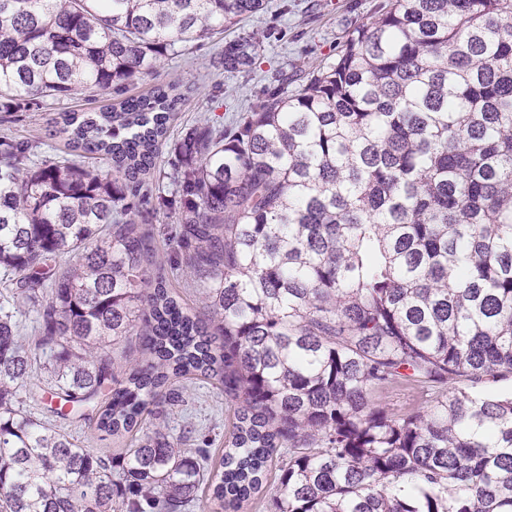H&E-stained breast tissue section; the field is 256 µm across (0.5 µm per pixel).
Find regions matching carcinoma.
<instances>
[{
	"instance_id": "1",
	"label": "carcinoma",
	"mask_w": 512,
	"mask_h": 512,
	"mask_svg": "<svg viewBox=\"0 0 512 512\" xmlns=\"http://www.w3.org/2000/svg\"><path fill=\"white\" fill-rule=\"evenodd\" d=\"M264 2L0 0V99L107 94ZM260 48L224 40V70ZM186 98L169 82L63 112L66 157L0 137L3 512H192L203 484L241 512L272 470L273 512H512V393L487 388L512 379V0H391L294 92L275 77L234 127L188 131L164 171ZM183 267L208 272L206 320L169 288ZM140 322L148 358L120 380L111 346ZM45 369L113 436L183 402L172 381H216L235 416L219 465L160 429L112 460L79 447L24 409ZM384 388L419 402L395 414Z\"/></svg>"
}]
</instances>
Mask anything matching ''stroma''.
<instances>
[{
  "mask_svg": "<svg viewBox=\"0 0 512 512\" xmlns=\"http://www.w3.org/2000/svg\"><path fill=\"white\" fill-rule=\"evenodd\" d=\"M389 0H268L266 11L250 17L243 29L257 33L263 44L248 76L229 74L219 62L218 41L202 40L188 46L178 57L163 56L153 68L125 88L109 96L75 95L52 105L30 106L20 111L0 112V136L37 145L46 155L62 156L65 142L51 136L49 122L67 110L88 111L115 103L128 96L147 94L160 82L176 81L192 92L174 117L169 130V146L163 147L164 160H173L171 143L182 138L187 129L210 119L232 126L241 109L260 96L275 72L288 76L289 89L303 82L309 67L333 60L347 32L373 15ZM174 389L183 393V405L172 407L160 422L171 436L191 430L188 447L207 445L212 460L224 451L232 413L224 407V395L211 381L193 376L174 381ZM26 408L39 419L60 426L73 436L80 447L100 455L112 456L126 448V440L97 431L88 420L57 417L58 401L36 391L24 397Z\"/></svg>",
  "mask_w": 512,
  "mask_h": 512,
  "instance_id": "stroma-1",
  "label": "stroma"
}]
</instances>
